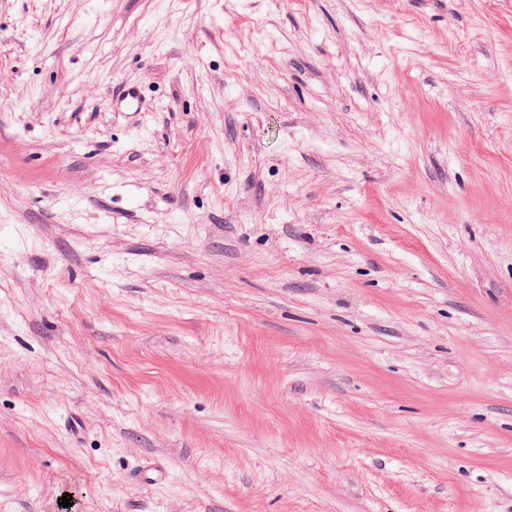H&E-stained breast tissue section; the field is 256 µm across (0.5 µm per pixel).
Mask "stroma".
I'll use <instances>...</instances> for the list:
<instances>
[{"label":"stroma","instance_id":"stroma-1","mask_svg":"<svg viewBox=\"0 0 512 512\" xmlns=\"http://www.w3.org/2000/svg\"><path fill=\"white\" fill-rule=\"evenodd\" d=\"M67 493L512 512V0H0V512Z\"/></svg>","mask_w":512,"mask_h":512}]
</instances>
